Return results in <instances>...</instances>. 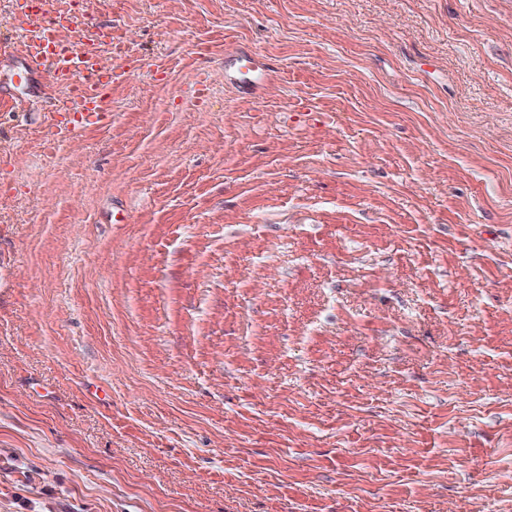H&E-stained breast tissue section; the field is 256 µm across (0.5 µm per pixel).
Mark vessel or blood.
Instances as JSON below:
<instances>
[{"label": "vessel or blood", "instance_id": "obj_1", "mask_svg": "<svg viewBox=\"0 0 512 512\" xmlns=\"http://www.w3.org/2000/svg\"><path fill=\"white\" fill-rule=\"evenodd\" d=\"M62 15L49 14L44 0H19L9 29L20 32L24 49L9 85L0 84V108L45 95L48 83L67 86L68 106L54 124V134L66 140L91 125L102 124L115 70L101 62L99 47L111 39V26L79 28L76 39L62 36ZM224 73L241 92L255 95L272 80L268 58L250 48L225 53Z\"/></svg>", "mask_w": 512, "mask_h": 512}]
</instances>
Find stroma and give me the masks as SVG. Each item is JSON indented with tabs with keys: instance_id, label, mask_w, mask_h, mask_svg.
<instances>
[{
	"instance_id": "stroma-1",
	"label": "stroma",
	"mask_w": 512,
	"mask_h": 512,
	"mask_svg": "<svg viewBox=\"0 0 512 512\" xmlns=\"http://www.w3.org/2000/svg\"><path fill=\"white\" fill-rule=\"evenodd\" d=\"M75 6L124 77L0 116V512H512V0ZM268 58L250 48H238L224 53V77L247 95H256L272 80Z\"/></svg>"
}]
</instances>
